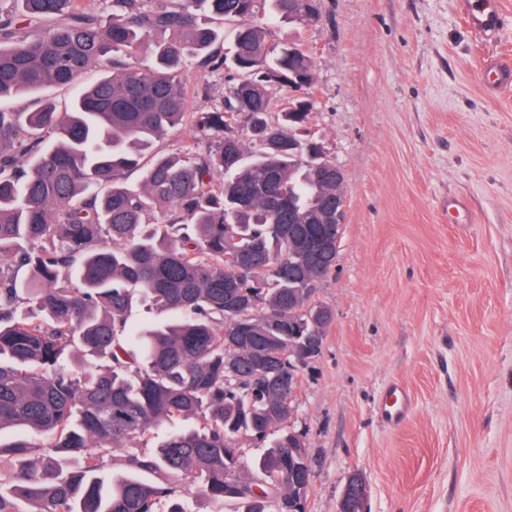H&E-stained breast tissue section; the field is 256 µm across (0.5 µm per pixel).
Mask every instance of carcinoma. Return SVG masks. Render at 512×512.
Returning a JSON list of instances; mask_svg holds the SVG:
<instances>
[{
  "mask_svg": "<svg viewBox=\"0 0 512 512\" xmlns=\"http://www.w3.org/2000/svg\"><path fill=\"white\" fill-rule=\"evenodd\" d=\"M314 1L0 0V431L48 440L0 442V512H189L180 476L235 512H307L288 344L310 361L322 352L328 323L309 280L343 222L320 143L297 133L314 52L268 37L272 23L308 27ZM147 43L151 62L131 63ZM196 59L227 83L199 114L184 81ZM92 68L102 77L80 86ZM55 86L78 88L69 111L9 107ZM186 124L206 152L140 167ZM137 301L171 318L134 326ZM191 416L198 427L175 425ZM164 426L129 472L106 473V451ZM241 435L264 444L259 481L243 474Z\"/></svg>",
  "mask_w": 512,
  "mask_h": 512,
  "instance_id": "cac0c4a2",
  "label": "carcinoma"
}]
</instances>
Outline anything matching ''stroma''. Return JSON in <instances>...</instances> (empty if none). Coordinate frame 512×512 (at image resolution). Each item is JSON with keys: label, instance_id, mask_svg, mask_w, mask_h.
<instances>
[{"label": "stroma", "instance_id": "stroma-1", "mask_svg": "<svg viewBox=\"0 0 512 512\" xmlns=\"http://www.w3.org/2000/svg\"><path fill=\"white\" fill-rule=\"evenodd\" d=\"M462 0H323L315 138L346 175L340 261L317 303L334 320L300 374L295 427L308 512H337L351 473L366 512H512V0L482 39ZM194 111L222 75L187 71ZM400 384L406 419L383 416Z\"/></svg>", "mask_w": 512, "mask_h": 512}]
</instances>
